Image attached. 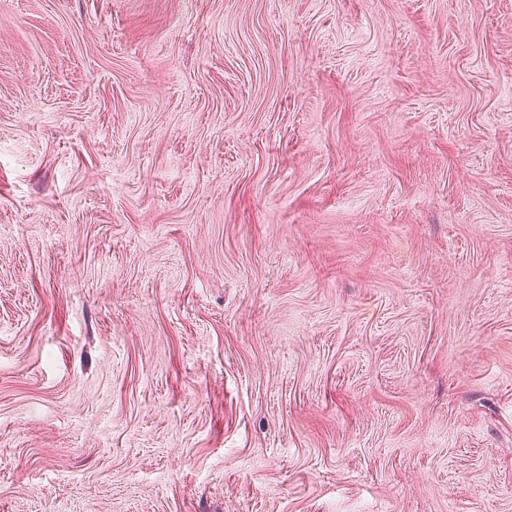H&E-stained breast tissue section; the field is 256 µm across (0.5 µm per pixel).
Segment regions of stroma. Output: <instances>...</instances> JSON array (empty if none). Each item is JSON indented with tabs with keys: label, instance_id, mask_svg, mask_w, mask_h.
<instances>
[{
	"label": "stroma",
	"instance_id": "35a3bbf8",
	"mask_svg": "<svg viewBox=\"0 0 512 512\" xmlns=\"http://www.w3.org/2000/svg\"><path fill=\"white\" fill-rule=\"evenodd\" d=\"M0 512H512V0H0Z\"/></svg>",
	"mask_w": 512,
	"mask_h": 512
}]
</instances>
